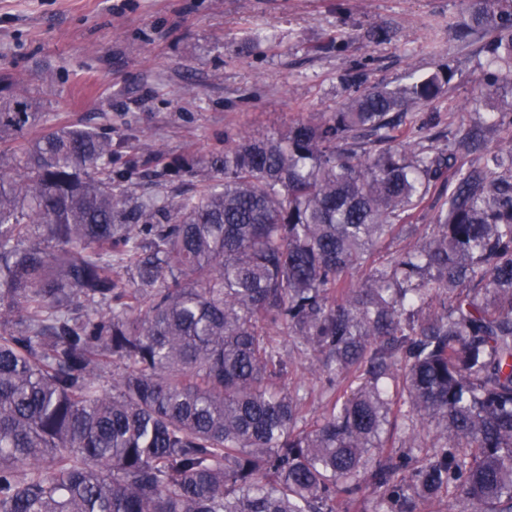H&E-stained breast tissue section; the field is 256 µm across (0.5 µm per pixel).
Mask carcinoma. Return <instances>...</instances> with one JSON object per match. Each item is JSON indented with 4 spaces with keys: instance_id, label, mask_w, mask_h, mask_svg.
<instances>
[{
    "instance_id": "1",
    "label": "carcinoma",
    "mask_w": 512,
    "mask_h": 512,
    "mask_svg": "<svg viewBox=\"0 0 512 512\" xmlns=\"http://www.w3.org/2000/svg\"><path fill=\"white\" fill-rule=\"evenodd\" d=\"M461 29L502 101L512 0ZM452 77L117 173L1 72L0 512H512V146L474 167L400 130ZM279 341L283 350L292 352L298 366V370L285 380L284 387L290 390H294V388L299 385L306 390L319 388L320 383L319 379H317V375L309 370V355L297 352L292 341L287 336L279 337Z\"/></svg>"
}]
</instances>
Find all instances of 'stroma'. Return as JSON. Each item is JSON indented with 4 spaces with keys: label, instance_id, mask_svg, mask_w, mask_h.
I'll return each instance as SVG.
<instances>
[{
    "label": "stroma",
    "instance_id": "1",
    "mask_svg": "<svg viewBox=\"0 0 512 512\" xmlns=\"http://www.w3.org/2000/svg\"><path fill=\"white\" fill-rule=\"evenodd\" d=\"M469 0H0V71L37 88L50 123L110 130L118 164L224 146L336 111L368 87L437 69L448 93L404 125L456 145L481 98V39L459 40Z\"/></svg>",
    "mask_w": 512,
    "mask_h": 512
}]
</instances>
